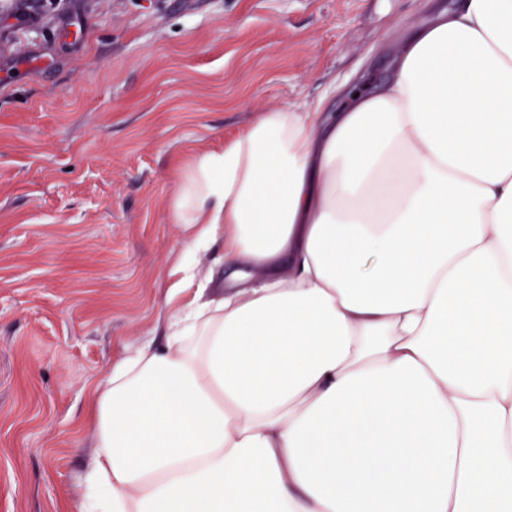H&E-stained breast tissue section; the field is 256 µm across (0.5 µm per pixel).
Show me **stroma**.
<instances>
[{"label":"stroma","instance_id":"35a3bbf8","mask_svg":"<svg viewBox=\"0 0 512 512\" xmlns=\"http://www.w3.org/2000/svg\"><path fill=\"white\" fill-rule=\"evenodd\" d=\"M460 4L0 0V512H73L88 399L175 307L183 167Z\"/></svg>","mask_w":512,"mask_h":512}]
</instances>
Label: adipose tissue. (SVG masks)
<instances>
[{"mask_svg":"<svg viewBox=\"0 0 512 512\" xmlns=\"http://www.w3.org/2000/svg\"><path fill=\"white\" fill-rule=\"evenodd\" d=\"M344 97L183 170L185 299L95 388L76 512H512V0ZM219 253L216 250L202 252L196 256V263L202 274L212 272L214 281L210 284L211 292L215 295H224V277L226 278L231 269H224V262L219 261Z\"/></svg>","mask_w":512,"mask_h":512,"instance_id":"1","label":"adipose tissue"}]
</instances>
